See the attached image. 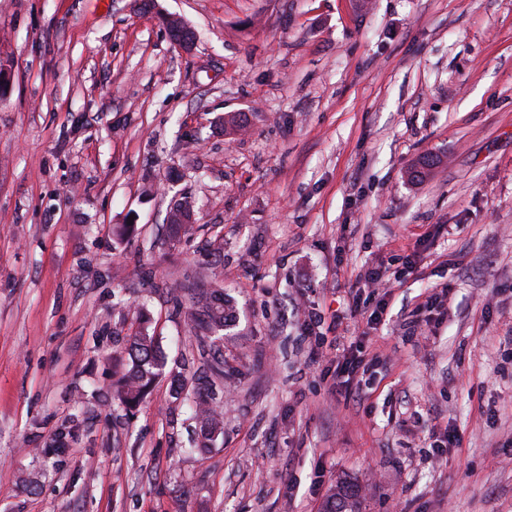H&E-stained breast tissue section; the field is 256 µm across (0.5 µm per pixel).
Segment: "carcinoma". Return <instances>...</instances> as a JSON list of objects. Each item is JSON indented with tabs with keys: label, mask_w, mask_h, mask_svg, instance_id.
Masks as SVG:
<instances>
[{
	"label": "carcinoma",
	"mask_w": 512,
	"mask_h": 512,
	"mask_svg": "<svg viewBox=\"0 0 512 512\" xmlns=\"http://www.w3.org/2000/svg\"><path fill=\"white\" fill-rule=\"evenodd\" d=\"M185 298L190 304L189 319L207 338L214 341L223 337V331L232 323L230 302L216 289L193 285L184 289ZM128 356L131 365L118 388L120 403L131 410L140 405L152 390L161 375L164 362L157 353L154 336L143 328L131 337ZM196 416L200 430L204 432L197 447H208L207 433L220 429L221 413L213 402L207 399L195 401ZM362 489L355 484L342 483L330 495L322 512H361Z\"/></svg>",
	"instance_id": "cac0c4a2"
}]
</instances>
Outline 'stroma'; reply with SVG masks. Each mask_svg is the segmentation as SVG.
I'll return each mask as SVG.
<instances>
[{
	"mask_svg": "<svg viewBox=\"0 0 512 512\" xmlns=\"http://www.w3.org/2000/svg\"><path fill=\"white\" fill-rule=\"evenodd\" d=\"M0 68V512H512V0H0ZM190 281L234 303L223 375ZM131 365L118 388L120 403L126 409H134L147 397L161 375L164 362L157 353L155 336L143 328L131 336L128 349ZM363 348L364 347L362 346V350L359 351V356L357 358L346 357V355H344L342 362L338 361L336 366V377L347 376V379L336 382V386H346L356 375L360 373L363 375L366 373L371 360L366 359V350L363 351ZM195 404L200 430L204 432L201 440L197 442V448H208V441L210 439L205 434V431L212 432L221 429V413L217 410L216 406L213 405L211 400L199 399L195 401ZM362 501V489L358 485L341 483L326 499L322 512H360Z\"/></svg>",
	"mask_w": 512,
	"mask_h": 512,
	"instance_id": "stroma-1",
	"label": "stroma"
}]
</instances>
